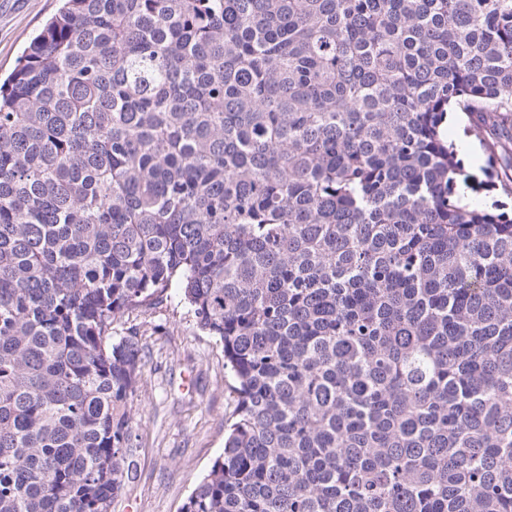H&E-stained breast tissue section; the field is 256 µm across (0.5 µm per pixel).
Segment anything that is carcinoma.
<instances>
[{
	"mask_svg": "<svg viewBox=\"0 0 512 512\" xmlns=\"http://www.w3.org/2000/svg\"><path fill=\"white\" fill-rule=\"evenodd\" d=\"M512 0H64L0 83V512H112L175 288L237 404L182 512H512ZM454 114L458 116V119L456 121L448 119V124L445 125L444 128V137L446 138L447 136L449 142L452 141L460 143V141L464 139L463 129L470 127L471 136L465 139L467 140V144L460 150L458 158L462 160L466 174H473L477 177L478 181L484 180L487 184L495 185V188L490 191L485 188L474 189L477 191L475 192L471 187H466L462 182H460L458 186L468 195V197H477L479 200L487 202L499 200L505 203L507 211L510 213L512 209V195H507L502 190L499 182L500 178H497V173L495 171L488 170L485 175L482 171L483 168L487 167L486 153L480 143V139L483 141L485 136L483 129L480 126H470L471 121L465 114L461 112ZM469 153L476 155L477 159L474 162L469 161Z\"/></svg>",
	"mask_w": 512,
	"mask_h": 512,
	"instance_id": "cac0c4a2",
	"label": "carcinoma"
}]
</instances>
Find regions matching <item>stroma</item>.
Instances as JSON below:
<instances>
[{"label": "stroma", "mask_w": 512, "mask_h": 512, "mask_svg": "<svg viewBox=\"0 0 512 512\" xmlns=\"http://www.w3.org/2000/svg\"><path fill=\"white\" fill-rule=\"evenodd\" d=\"M59 0H0V74H9L34 33L58 9ZM444 133L461 143L465 173L483 177L476 192L512 209V195L497 185L481 145L485 133L466 115ZM148 351L142 381L130 403L131 426L141 442L133 479L112 512H181L183 504L224 450V424L234 413L232 379L219 341L199 330L177 289L139 316Z\"/></svg>", "instance_id": "35a3bbf8"}]
</instances>
